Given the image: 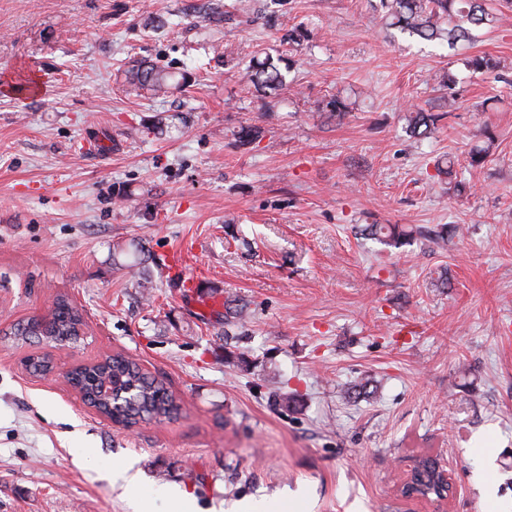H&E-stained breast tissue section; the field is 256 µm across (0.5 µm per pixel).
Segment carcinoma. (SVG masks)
<instances>
[{"mask_svg":"<svg viewBox=\"0 0 512 512\" xmlns=\"http://www.w3.org/2000/svg\"><path fill=\"white\" fill-rule=\"evenodd\" d=\"M388 15L400 29L425 40H445L451 47L469 38L475 27L491 26L496 14L487 0H383ZM282 59L266 56L249 67L250 81L260 89L277 92L286 85L280 69ZM126 82L136 91L154 94L168 89L174 75L145 60L132 61L124 70ZM443 119V115L415 111L408 116L410 132L423 137ZM365 231L388 244H396L411 235V229L399 224H371ZM83 314L65 297L56 299L51 313L31 317L14 332L22 338L36 337L48 342L76 343L84 335ZM69 382L102 416L132 427L141 421L168 417L174 400L167 388L148 376L134 361L121 355L108 356L76 366ZM437 461L425 458L412 472V482L421 494L433 493L441 481Z\"/></svg>","mask_w":512,"mask_h":512,"instance_id":"carcinoma-1","label":"carcinoma"}]
</instances>
